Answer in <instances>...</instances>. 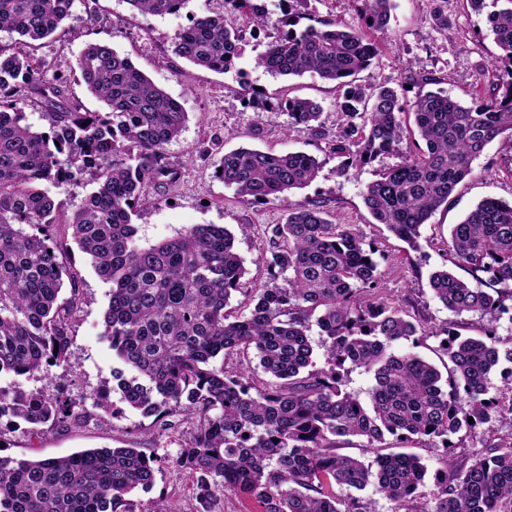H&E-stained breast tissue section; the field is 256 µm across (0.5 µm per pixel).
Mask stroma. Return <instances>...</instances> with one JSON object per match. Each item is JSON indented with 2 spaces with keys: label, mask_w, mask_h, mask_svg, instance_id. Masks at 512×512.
<instances>
[{
  "label": "stroma",
  "mask_w": 512,
  "mask_h": 512,
  "mask_svg": "<svg viewBox=\"0 0 512 512\" xmlns=\"http://www.w3.org/2000/svg\"><path fill=\"white\" fill-rule=\"evenodd\" d=\"M213 7L212 0H188L180 15L161 17L132 12L125 0H73L62 31L33 44L32 54L45 61L48 79L70 77L75 57L85 45L112 44L187 112L185 128L166 151L180 178L172 185H146L133 218L139 244L172 238L193 224L225 226L236 234L235 248L246 268L245 289L261 287L268 279L264 263L269 254L267 229L284 223L287 211L276 199L250 204L238 198L216 178L214 163L223 151L242 145L275 153L303 151L322 159L323 167L309 186L292 194V202L323 204L332 223L358 225L365 240L374 244L382 297L420 318L428 331L417 349L420 356L438 362L439 340L434 332L445 326H457L464 335L492 328L501 338L512 337L508 316L497 320L453 316L433 299L428 282L432 271L449 266L453 259L448 249L449 225L458 223L484 198L512 200V153L500 143L489 145L475 161L473 175L457 187L453 203L437 210L423 227L420 250L410 251L384 225L375 223L361 196L363 185L373 180L377 170L392 164L393 156H380L349 179L336 173L337 159L329 153V140L341 127L334 84L310 76H274L252 63L283 30L289 12L312 25L340 21L357 26L361 23L359 7L349 0H266L264 24L259 28L249 24L245 15H233L232 24L245 33V54L223 73L196 67L174 53L176 32L188 25L190 17L206 15ZM372 37L384 53L358 74L360 84L395 87L410 70L443 77L444 90L464 104L489 91L484 73L499 49L487 29L485 14L471 10L465 0H393L388 25ZM257 87L275 99L289 95L321 103L327 138L289 126L285 112L246 109L242 92ZM242 224L250 225L248 235L238 234ZM59 259L77 275L83 298L71 322L67 357L48 374L5 376L0 386L67 398L80 418L64 427L44 426L38 435L29 434L25 424L2 420L0 448L19 458L65 456L84 448H137L156 456L159 470L149 490L131 494L132 512H151L162 499L172 502L179 512H199L194 486L178 465L179 452L194 432L195 418L177 419L175 428L167 429L156 417L142 416L122 402L112 377L119 362L101 338L110 287L99 279L75 243H68Z\"/></svg>",
  "instance_id": "obj_1"
}]
</instances>
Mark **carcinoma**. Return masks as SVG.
Returning a JSON list of instances; mask_svg holds the SVG:
<instances>
[{
  "label": "carcinoma",
  "instance_id": "1",
  "mask_svg": "<svg viewBox=\"0 0 512 512\" xmlns=\"http://www.w3.org/2000/svg\"><path fill=\"white\" fill-rule=\"evenodd\" d=\"M131 9L177 15L186 0H125ZM221 8L195 18L175 35L174 53L191 64L223 73L241 58L243 34L226 16L250 0H220ZM364 20L384 28L392 0H360ZM487 14L500 49L487 71L492 92L463 105L434 74L407 77L396 89L367 88L356 75L378 56L359 27L341 22L299 26L267 43L255 66L274 76L309 74L339 91L342 130L331 153L340 177L362 170L382 154L396 158L364 185L362 197L375 220L412 251L421 229L473 173L486 147L501 140L512 150V0ZM73 0H0V32L31 42L53 35L70 15ZM45 63L0 44V375L35 377L65 361L70 320L81 304L77 276L59 262L56 228L67 225L97 276L110 285L103 341L134 371L115 379L122 400L144 416L188 412L197 433L180 451L178 465L198 496L224 491L254 497L262 512H371L351 495L369 487L413 512L425 497L428 474L408 447L450 448L448 438L484 429L482 453L456 463L445 454L444 477L420 512H512V438L496 435L512 417V386L495 388L509 346L492 331L464 336L445 331L439 350L447 375L414 352L425 330L379 295L376 249L355 225L331 224L322 206L294 204L289 193L307 187L321 162L302 152L272 153L238 147L215 163L216 177L250 203L280 200L286 223L270 228L267 283L250 290L244 310L225 311L246 274L235 235L217 224H193L149 246L137 243L132 224L146 184H174L177 169L166 147L177 140L188 113L162 87L108 43H89L73 73L107 110L87 112L68 97L67 81L41 78ZM418 88L405 100L406 85ZM50 110L46 130L27 123L24 94ZM256 112L280 109L289 124L317 138L327 136L320 103L300 97L246 98ZM414 117L425 149H413L401 114ZM96 188L66 220L50 188L83 171ZM455 265L485 291L455 273L433 272V298L455 316L494 317L512 298V201L488 198L450 225ZM485 277H480V274ZM70 296L60 298L64 281ZM327 348L316 367L311 338ZM238 365L258 360L268 376L260 383L216 368V358ZM355 370L372 376L368 400L347 391ZM32 433L76 420L62 397L36 391L0 394V419ZM473 422H468V419ZM358 437L373 449L370 461L337 452L336 440ZM157 459L138 448H89L65 457L17 458L0 453V512H131L126 495L153 485ZM338 487L348 491L339 495Z\"/></svg>",
  "mask_w": 512,
  "mask_h": 512
}]
</instances>
